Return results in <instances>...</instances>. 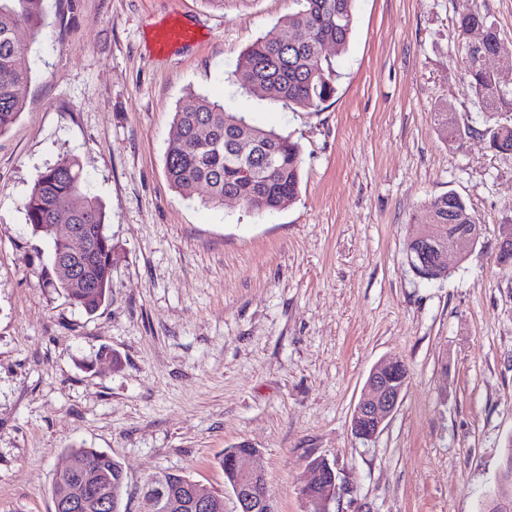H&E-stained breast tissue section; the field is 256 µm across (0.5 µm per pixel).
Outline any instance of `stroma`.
Here are the masks:
<instances>
[{"instance_id": "1", "label": "stroma", "mask_w": 512, "mask_h": 512, "mask_svg": "<svg viewBox=\"0 0 512 512\" xmlns=\"http://www.w3.org/2000/svg\"><path fill=\"white\" fill-rule=\"evenodd\" d=\"M295 0H44L26 105L0 134V512H55L69 449L118 460L138 487L180 472L224 496L217 460L258 448L277 512H307L309 462L337 475L331 512H481L512 437V272L495 263L512 222V155L488 137L442 139L478 106L460 15H486L512 70V0H356L335 95L316 108L246 97L240 53L283 38ZM196 39L165 57L177 22ZM298 141L297 198L271 214L215 208L169 182L175 112L192 96ZM78 160L108 216L112 296L95 314L41 285L45 243L21 207L34 175ZM459 194L483 226L446 279L415 275L413 217ZM121 358L113 366L102 349ZM382 359L409 370L370 442L351 415Z\"/></svg>"}]
</instances>
